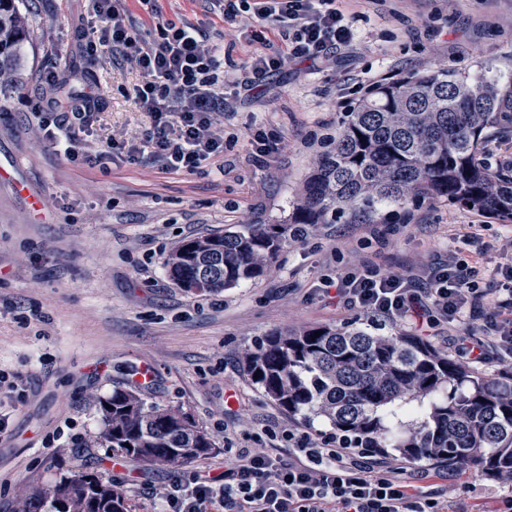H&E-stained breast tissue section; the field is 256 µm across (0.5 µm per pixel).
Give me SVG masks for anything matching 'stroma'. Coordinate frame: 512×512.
Masks as SVG:
<instances>
[{
  "mask_svg": "<svg viewBox=\"0 0 512 512\" xmlns=\"http://www.w3.org/2000/svg\"><path fill=\"white\" fill-rule=\"evenodd\" d=\"M127 20L146 40L172 21L202 29L229 57L238 78L263 46L242 21H227L215 0H123ZM356 30L353 49L323 60L289 58L224 109V154L192 174L163 170L144 154L132 163L73 166L38 127L32 109L54 68L69 90L97 83L99 107L88 152L108 138L143 139L146 113L129 96L139 76L121 57L89 63L83 45L106 27L91 0H20L28 19L24 81L0 96V370L22 376L26 392L5 405L0 437V512H14L21 485H46L66 473L99 429L98 399L113 387L139 388L147 403L189 413L212 436L207 458L171 469L123 458L95 472L118 483L128 512H159L157 494L195 473L224 475L226 452L287 459L302 433L334 435L320 418L288 416L252 384L242 356L270 333L335 325L384 336L359 311H344L318 290L323 279L376 260L398 275L422 273L448 251L482 270L499 260L506 228L474 211L430 202L396 224H314L290 240L259 279L221 292L190 294L165 268L184 239L256 224L292 212L304 183L348 112L373 85L431 69L488 79L512 77V0H337ZM276 143L263 162L246 159L256 130ZM155 373L138 386L140 366ZM467 512L473 493L500 484L469 469L435 481Z\"/></svg>",
  "mask_w": 512,
  "mask_h": 512,
  "instance_id": "35a3bbf8",
  "label": "stroma"
}]
</instances>
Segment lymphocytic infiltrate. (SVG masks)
<instances>
[{
	"label": "lymphocytic infiltrate",
	"instance_id": "f902f5d3",
	"mask_svg": "<svg viewBox=\"0 0 512 512\" xmlns=\"http://www.w3.org/2000/svg\"><path fill=\"white\" fill-rule=\"evenodd\" d=\"M93 9L109 22L110 37L100 44L86 42L83 52L91 61L100 48H107L139 71L132 98L151 117L144 144L151 146L162 168L191 173L223 154L224 136L218 128L226 103L221 60L202 33L169 22L149 42L127 24L121 0H93ZM224 16L250 19L251 36L262 44L267 31L275 30L286 46L285 51L251 58L245 76L235 82L240 94L278 73L287 57L326 58L351 49L355 41L353 24L336 0H224ZM96 100L90 86L64 104L45 96L34 116L45 137L74 164L135 161L141 146L132 141L111 138L97 154L83 151L74 132L91 129ZM479 275L477 267L452 252L421 283L369 263L324 280L321 292L337 307L359 310L378 322H401L424 331L448 326L454 352L463 361H511L512 253L502 254L492 269L493 287H480ZM463 324L478 330V337L457 335ZM426 477L423 471L411 480L394 476L371 449L355 442L340 438L335 447L321 448L305 435L288 461L241 453L232 459L223 482L196 475L160 497L166 512H200L207 500L218 501L224 512H448L447 502L421 489L419 482Z\"/></svg>",
	"mask_w": 512,
	"mask_h": 512
}]
</instances>
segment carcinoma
<instances>
[{
    "mask_svg": "<svg viewBox=\"0 0 512 512\" xmlns=\"http://www.w3.org/2000/svg\"><path fill=\"white\" fill-rule=\"evenodd\" d=\"M27 21L18 0H0V85L24 76ZM512 128L505 84L436 69L372 86L331 138L303 197L279 225H255L183 241L166 259L187 293L257 279L310 224H386L382 207L446 201L512 223V176L478 161L492 129ZM319 336H314V333ZM253 384L290 416L322 417L336 433L427 459L450 471L475 468L498 481L512 472V375L489 377L418 336H381L322 325L276 331L243 356ZM423 417L395 435L387 416ZM98 447L152 466L177 468L215 443L180 408L147 403L117 387L99 399ZM18 512H128L110 480L78 472L25 486Z\"/></svg>",
    "mask_w": 512,
    "mask_h": 512,
    "instance_id": "cac0c4a2",
    "label": "carcinoma"
}]
</instances>
